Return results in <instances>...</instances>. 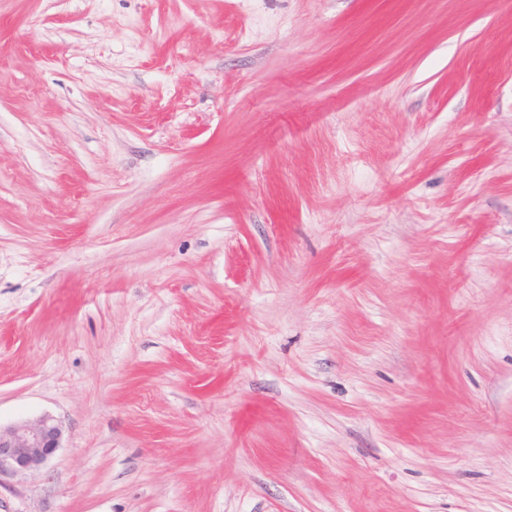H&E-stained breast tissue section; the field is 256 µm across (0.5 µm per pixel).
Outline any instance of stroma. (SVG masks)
Segmentation results:
<instances>
[{
	"mask_svg": "<svg viewBox=\"0 0 512 512\" xmlns=\"http://www.w3.org/2000/svg\"><path fill=\"white\" fill-rule=\"evenodd\" d=\"M0 512H512V0H0ZM63 434L62 424L49 415L0 426V474L40 469L61 448Z\"/></svg>",
	"mask_w": 512,
	"mask_h": 512,
	"instance_id": "1",
	"label": "stroma"
}]
</instances>
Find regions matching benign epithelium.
<instances>
[{
  "label": "benign epithelium",
  "mask_w": 512,
  "mask_h": 512,
  "mask_svg": "<svg viewBox=\"0 0 512 512\" xmlns=\"http://www.w3.org/2000/svg\"><path fill=\"white\" fill-rule=\"evenodd\" d=\"M63 426L44 415L0 429V473H28L40 469L61 448Z\"/></svg>",
  "instance_id": "obj_1"
}]
</instances>
